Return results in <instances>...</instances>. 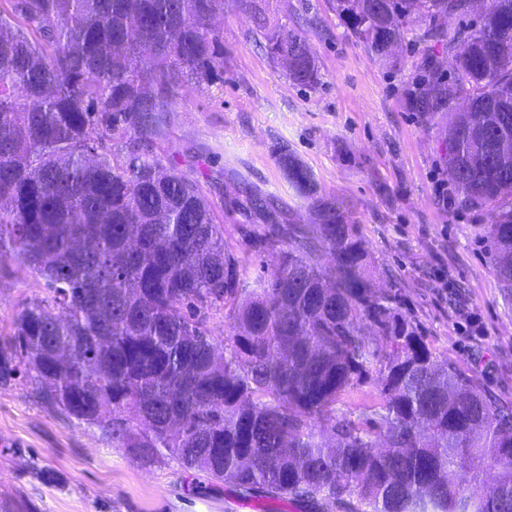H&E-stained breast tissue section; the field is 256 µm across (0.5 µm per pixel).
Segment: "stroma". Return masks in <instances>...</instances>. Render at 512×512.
I'll return each instance as SVG.
<instances>
[{
	"mask_svg": "<svg viewBox=\"0 0 512 512\" xmlns=\"http://www.w3.org/2000/svg\"><path fill=\"white\" fill-rule=\"evenodd\" d=\"M306 4L316 28H304L321 76L317 88L288 80L247 39L251 19L225 9L216 20L224 43V80L186 82L156 143L166 166L199 179L224 237L248 256V275L273 266L251 252L245 228L261 195L289 224L311 217L279 167L288 143L321 194L335 198L374 260L376 289L395 290L403 313L441 360L454 361L482 394L512 406V295L491 259L493 208L445 205L442 148L446 117L415 111L404 89L419 71L423 42L405 41L399 67L372 57L332 0H272L271 18L294 24ZM38 274L0 257V334L46 296ZM0 512H309L306 505L259 495L242 501L225 484L164 458L131 460L95 426L42 400L40 385L19 375L0 383Z\"/></svg>",
	"mask_w": 512,
	"mask_h": 512,
	"instance_id": "obj_1",
	"label": "stroma"
}]
</instances>
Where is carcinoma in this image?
I'll use <instances>...</instances> for the list:
<instances>
[{
    "instance_id": "cac0c4a2",
    "label": "carcinoma",
    "mask_w": 512,
    "mask_h": 512,
    "mask_svg": "<svg viewBox=\"0 0 512 512\" xmlns=\"http://www.w3.org/2000/svg\"><path fill=\"white\" fill-rule=\"evenodd\" d=\"M335 2L393 66L390 47L410 34L452 58L446 77L425 57L407 95L421 113H448V181L461 207H494L492 258L512 295V0ZM265 4L0 0V255L49 292L0 336V382L35 374L45 403L80 423L108 408L113 447L145 463L170 456L243 498L512 512V407L438 361L401 298L372 288L365 243L288 146L276 161L314 219L280 224L251 200L265 224L248 243L278 254L254 288L199 180L156 154L181 84L224 75L214 22L226 7L250 15L272 64L288 59V79L318 85L308 40ZM212 313L227 326L221 348ZM368 383L379 407L340 409ZM488 469L498 475L485 488ZM466 471L480 489L463 486Z\"/></svg>"
}]
</instances>
